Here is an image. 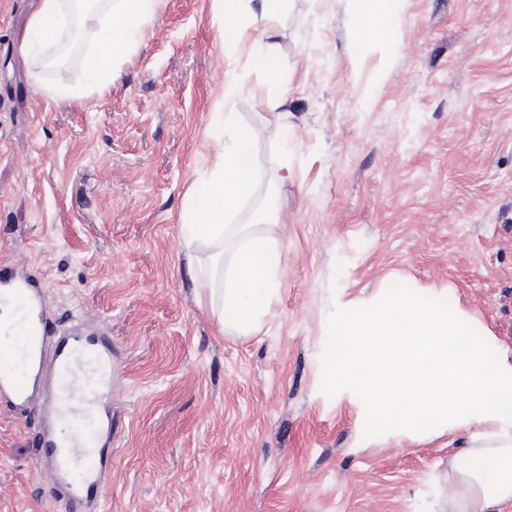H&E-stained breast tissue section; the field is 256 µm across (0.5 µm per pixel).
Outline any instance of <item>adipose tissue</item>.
Instances as JSON below:
<instances>
[{"mask_svg": "<svg viewBox=\"0 0 512 512\" xmlns=\"http://www.w3.org/2000/svg\"><path fill=\"white\" fill-rule=\"evenodd\" d=\"M399 0H349L353 30L391 36ZM157 0H119L117 10L94 20L93 45L85 58L97 89L110 82L128 48L132 26L150 19ZM66 0H39L30 32L50 47L61 40ZM255 186L249 151L234 145L215 160L205 209L188 235L220 239L224 219ZM276 242L254 236L234 256V272L219 288V301L241 333L258 325L276 286ZM476 335L462 336L446 311L409 297H393L365 309L343 311L332 345L340 383L373 397L382 422L393 428L425 427L437 421L468 432L469 447L456 461L449 512H512V361L487 359Z\"/></svg>", "mask_w": 512, "mask_h": 512, "instance_id": "ef3b65f1", "label": "adipose tissue"}]
</instances>
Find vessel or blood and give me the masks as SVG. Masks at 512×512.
Wrapping results in <instances>:
<instances>
[{"label":"vessel or blood","instance_id":"obj_1","mask_svg":"<svg viewBox=\"0 0 512 512\" xmlns=\"http://www.w3.org/2000/svg\"><path fill=\"white\" fill-rule=\"evenodd\" d=\"M0 406L16 413L41 403V448L35 466L56 491L98 512L111 471L112 347L96 336L53 337L42 289L0 265Z\"/></svg>","mask_w":512,"mask_h":512}]
</instances>
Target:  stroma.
Segmentation results:
<instances>
[{"label":"stroma","instance_id":"obj_1","mask_svg":"<svg viewBox=\"0 0 512 512\" xmlns=\"http://www.w3.org/2000/svg\"><path fill=\"white\" fill-rule=\"evenodd\" d=\"M260 4L238 37L224 0H158L96 92L92 29L63 28L77 56L50 66L20 50L38 0H0V262L41 280L55 335L112 341L109 512H448L466 434L372 426L330 349L343 308L414 296L512 356V0H401L386 62L349 0L263 25ZM37 74L89 95L53 101ZM236 134L255 197L228 222L281 244L246 335L209 274L243 236L182 229ZM42 416L0 411V512H70L34 466Z\"/></svg>","mask_w":512,"mask_h":512}]
</instances>
